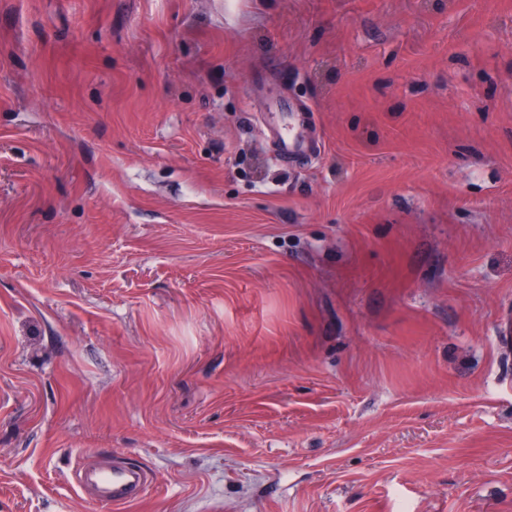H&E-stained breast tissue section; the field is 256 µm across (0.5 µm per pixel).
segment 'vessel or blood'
<instances>
[{"label":"vessel or blood","instance_id":"b4317fda","mask_svg":"<svg viewBox=\"0 0 512 512\" xmlns=\"http://www.w3.org/2000/svg\"><path fill=\"white\" fill-rule=\"evenodd\" d=\"M310 112V105L290 99L271 104L263 133L277 160L289 162L316 150V142L307 134ZM71 479L84 498L116 507L141 501L150 473L139 464L89 453L80 457Z\"/></svg>","mask_w":512,"mask_h":512}]
</instances>
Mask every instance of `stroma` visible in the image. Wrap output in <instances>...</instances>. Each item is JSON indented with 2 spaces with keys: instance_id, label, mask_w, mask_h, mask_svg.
Wrapping results in <instances>:
<instances>
[{
  "instance_id": "1",
  "label": "stroma",
  "mask_w": 512,
  "mask_h": 512,
  "mask_svg": "<svg viewBox=\"0 0 512 512\" xmlns=\"http://www.w3.org/2000/svg\"><path fill=\"white\" fill-rule=\"evenodd\" d=\"M507 312L512 0H0V512H512ZM310 112V105L290 99L271 104L263 133L272 144L277 161L289 162L319 147L307 134ZM71 479L84 498L116 507L141 501L150 473L143 465L89 453L80 457Z\"/></svg>"
}]
</instances>
